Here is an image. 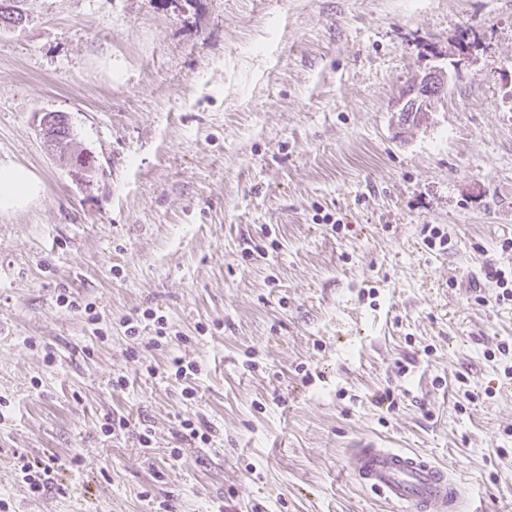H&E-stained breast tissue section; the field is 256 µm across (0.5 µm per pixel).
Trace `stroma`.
<instances>
[{
  "instance_id": "35a3bbf8",
  "label": "stroma",
  "mask_w": 512,
  "mask_h": 512,
  "mask_svg": "<svg viewBox=\"0 0 512 512\" xmlns=\"http://www.w3.org/2000/svg\"><path fill=\"white\" fill-rule=\"evenodd\" d=\"M22 7L0 27V160L43 191L0 212L9 512H390L350 474L367 435L446 466L473 512H512V0ZM433 67L445 96L399 126ZM47 112L96 173L62 164ZM148 308L159 350L124 334ZM173 356L199 365L195 400ZM112 413L146 417L151 449L103 436ZM201 418L214 447L170 459ZM18 451L55 456L57 483L33 496ZM448 82V72L441 67L416 75L399 100L397 112L400 122L411 124L412 116L406 118L403 113L420 112L422 116L418 125L425 123L430 112H434L436 102L432 100L430 90L440 88L443 93L448 87Z\"/></svg>"
}]
</instances>
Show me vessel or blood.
I'll return each instance as SVG.
<instances>
[{"instance_id": "obj_1", "label": "vessel or blood", "mask_w": 512, "mask_h": 512, "mask_svg": "<svg viewBox=\"0 0 512 512\" xmlns=\"http://www.w3.org/2000/svg\"><path fill=\"white\" fill-rule=\"evenodd\" d=\"M349 469L394 512H465L466 491L447 469L422 454L363 438L348 450Z\"/></svg>"}]
</instances>
